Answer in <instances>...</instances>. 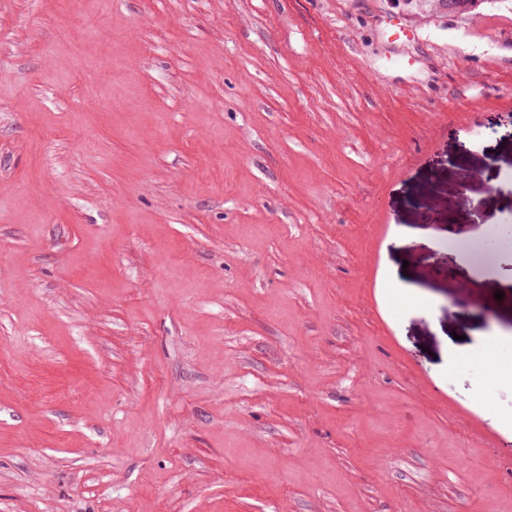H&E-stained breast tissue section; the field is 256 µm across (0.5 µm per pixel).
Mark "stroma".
Masks as SVG:
<instances>
[{
  "mask_svg": "<svg viewBox=\"0 0 512 512\" xmlns=\"http://www.w3.org/2000/svg\"><path fill=\"white\" fill-rule=\"evenodd\" d=\"M509 172L504 0H0V512H512ZM492 229L485 239L486 250L492 254L497 255L509 246L511 248L512 240V225L510 223L501 222V224L491 225ZM483 362L486 370V386L494 389L506 376L511 378L512 362L503 361L494 345H487L484 349Z\"/></svg>",
  "mask_w": 512,
  "mask_h": 512,
  "instance_id": "35a3bbf8",
  "label": "stroma"
}]
</instances>
